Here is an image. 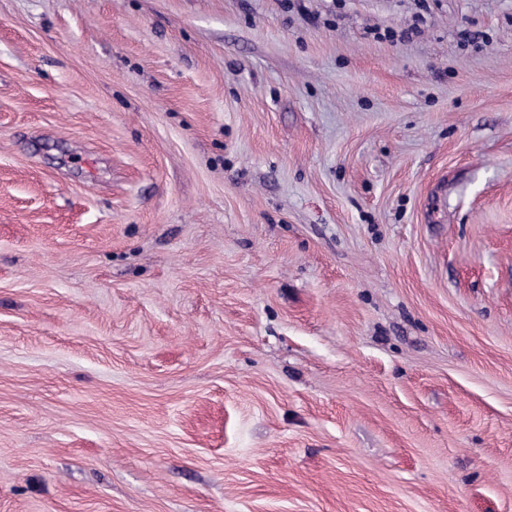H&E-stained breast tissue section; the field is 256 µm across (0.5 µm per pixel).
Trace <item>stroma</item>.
I'll use <instances>...</instances> for the list:
<instances>
[{
	"label": "stroma",
	"mask_w": 512,
	"mask_h": 512,
	"mask_svg": "<svg viewBox=\"0 0 512 512\" xmlns=\"http://www.w3.org/2000/svg\"><path fill=\"white\" fill-rule=\"evenodd\" d=\"M0 512H512V0H0Z\"/></svg>",
	"instance_id": "stroma-1"
}]
</instances>
